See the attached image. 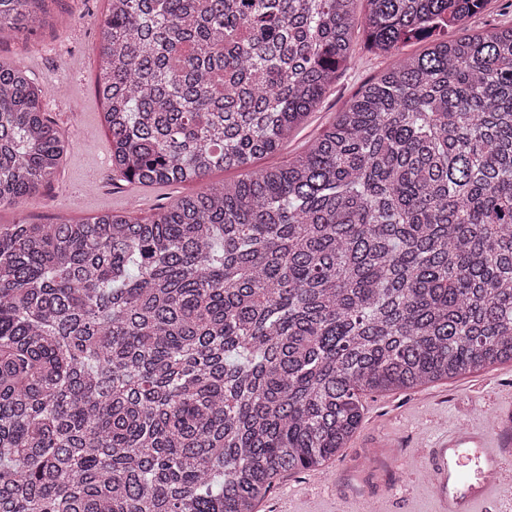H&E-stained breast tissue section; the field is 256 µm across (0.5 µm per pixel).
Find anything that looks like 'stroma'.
<instances>
[{
	"label": "stroma",
	"mask_w": 512,
	"mask_h": 512,
	"mask_svg": "<svg viewBox=\"0 0 512 512\" xmlns=\"http://www.w3.org/2000/svg\"><path fill=\"white\" fill-rule=\"evenodd\" d=\"M107 7V0H49L37 32L0 31V60L25 65L45 91L44 112L70 143L51 187L19 206L0 209V224L80 220L104 212L143 219L200 188L196 182L132 185L113 170L112 145L94 89L97 30ZM352 47L350 62L320 104L274 155L257 160V167L282 164L300 153L389 64L365 47L362 26L354 28ZM364 406L359 428L325 470L280 478L257 512H346L366 500L382 512H434L424 467L427 442L463 419L483 425L491 415L512 418V363L410 390L372 393ZM382 440L391 444L387 454L372 456L373 443Z\"/></svg>",
	"instance_id": "stroma-1"
}]
</instances>
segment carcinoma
<instances>
[{
	"label": "carcinoma",
	"instance_id": "cac0c4a2",
	"mask_svg": "<svg viewBox=\"0 0 512 512\" xmlns=\"http://www.w3.org/2000/svg\"><path fill=\"white\" fill-rule=\"evenodd\" d=\"M44 0H0L29 33ZM357 0H108L95 91L155 216L0 224V512H257L322 471L362 397L512 362V26L487 0H365L394 58L255 168L352 55ZM425 52L400 56L412 39ZM0 61V208L68 144ZM512 26V0H491L485 8L467 23L470 31H481L492 27Z\"/></svg>",
	"mask_w": 512,
	"mask_h": 512
}]
</instances>
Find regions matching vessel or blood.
Returning a JSON list of instances; mask_svg holds the SVG:
<instances>
[{
    "mask_svg": "<svg viewBox=\"0 0 512 512\" xmlns=\"http://www.w3.org/2000/svg\"><path fill=\"white\" fill-rule=\"evenodd\" d=\"M436 512H478L512 482V428L497 436L462 425L444 433L428 450Z\"/></svg>",
    "mask_w": 512,
    "mask_h": 512,
    "instance_id": "obj_1",
    "label": "vessel or blood"
}]
</instances>
